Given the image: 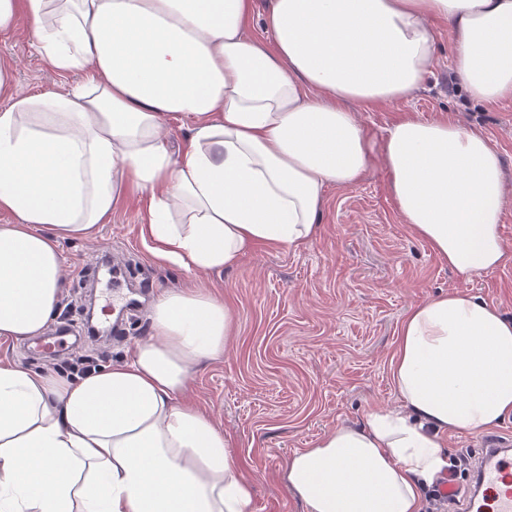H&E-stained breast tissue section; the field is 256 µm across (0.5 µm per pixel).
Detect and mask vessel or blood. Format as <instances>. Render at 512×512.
<instances>
[{
	"label": "vessel or blood",
	"instance_id": "1",
	"mask_svg": "<svg viewBox=\"0 0 512 512\" xmlns=\"http://www.w3.org/2000/svg\"><path fill=\"white\" fill-rule=\"evenodd\" d=\"M475 468L478 492L491 512H512V441L495 434L481 438Z\"/></svg>",
	"mask_w": 512,
	"mask_h": 512
}]
</instances>
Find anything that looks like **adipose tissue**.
I'll list each match as a JSON object with an SVG mask.
<instances>
[{"label":"adipose tissue","mask_w":512,"mask_h":512,"mask_svg":"<svg viewBox=\"0 0 512 512\" xmlns=\"http://www.w3.org/2000/svg\"><path fill=\"white\" fill-rule=\"evenodd\" d=\"M252 14L253 0H0V35L26 19L49 66L84 74L22 94L0 66V211L15 218L0 225V337L45 332L60 241L131 191L157 258L221 271L260 244L306 247L327 189L378 155L399 216L459 277L512 259L503 161L483 135L405 115L378 145L348 109L416 90L437 21L470 98L512 100V0H269L265 42ZM150 318L122 363L73 380L0 366V512H253L229 436L178 400L228 348V307L165 291ZM390 372L397 408L292 454L282 480L306 512H420L448 435L512 416V318L462 290L430 296L403 318Z\"/></svg>","instance_id":"1"}]
</instances>
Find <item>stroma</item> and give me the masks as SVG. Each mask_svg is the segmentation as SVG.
I'll use <instances>...</instances> for the list:
<instances>
[{
    "label": "stroma",
    "instance_id": "35a3bbf8",
    "mask_svg": "<svg viewBox=\"0 0 512 512\" xmlns=\"http://www.w3.org/2000/svg\"><path fill=\"white\" fill-rule=\"evenodd\" d=\"M432 72L413 95L367 112L358 122L375 142L400 116L448 117L484 134L501 155L508 196L502 236L512 250V100L493 106L468 98L452 68V36L436 29ZM0 61L23 93L56 91L80 82L42 60L25 29L0 38ZM381 160L350 188H330L318 219L320 233L293 251L258 247L236 267L189 272L161 262L143 232L145 202L126 194L110 219L85 239L63 245L62 299L51 325L77 318L106 295L134 294L141 302L123 336L111 333L74 342L63 359L95 358L99 368L123 361L135 342L152 335L150 309L168 289L203 288L223 301L234 320L230 349L194 369L182 395L229 435L233 452L255 483L254 512H304L281 479L289 457L339 424L362 425L374 409L396 406L390 359L407 311L429 296L469 292L512 318V261L462 279L410 227L387 193ZM116 256L115 274L83 286L96 255Z\"/></svg>",
    "mask_w": 512,
    "mask_h": 512
}]
</instances>
